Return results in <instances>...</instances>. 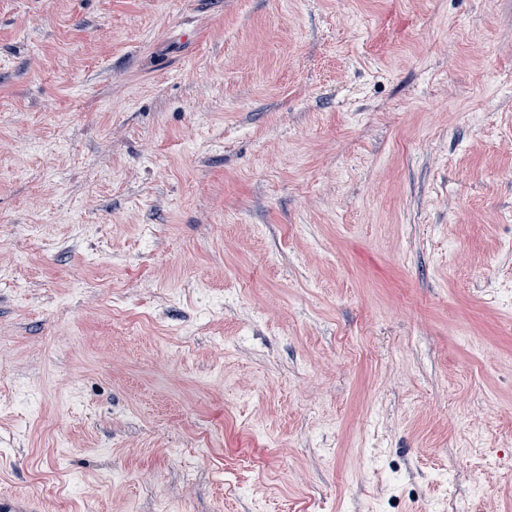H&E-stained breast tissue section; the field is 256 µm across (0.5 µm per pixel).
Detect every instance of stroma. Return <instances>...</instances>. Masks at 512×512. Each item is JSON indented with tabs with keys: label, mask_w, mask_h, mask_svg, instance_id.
I'll return each mask as SVG.
<instances>
[{
	"label": "stroma",
	"mask_w": 512,
	"mask_h": 512,
	"mask_svg": "<svg viewBox=\"0 0 512 512\" xmlns=\"http://www.w3.org/2000/svg\"><path fill=\"white\" fill-rule=\"evenodd\" d=\"M512 512V0H0V493Z\"/></svg>",
	"instance_id": "35a3bbf8"
}]
</instances>
